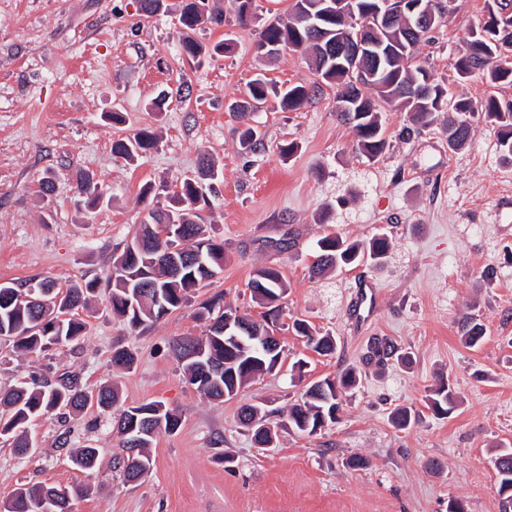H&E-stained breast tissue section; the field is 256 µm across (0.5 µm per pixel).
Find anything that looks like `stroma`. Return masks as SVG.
<instances>
[{
	"instance_id": "35a3bbf8",
	"label": "stroma",
	"mask_w": 512,
	"mask_h": 512,
	"mask_svg": "<svg viewBox=\"0 0 512 512\" xmlns=\"http://www.w3.org/2000/svg\"><path fill=\"white\" fill-rule=\"evenodd\" d=\"M164 2L148 16L138 0H0V283L98 284L80 313L86 334L78 342L21 355L0 339V388L35 370L68 371L91 389L117 383L122 406L160 401L181 416L178 430L157 436L154 467L135 488L112 469L109 414L90 407L64 421L54 414L35 420L27 456L0 439V508L24 484L80 483L91 493L73 501V512H448L452 500L467 512H501L493 460L512 449V164L503 161L495 130L474 121L468 145L453 152L441 125L409 131L406 112L387 106L388 146L371 161L328 87L301 109H281L273 99L237 118L227 106L255 76L282 89L316 80L300 53L269 58L257 49L262 24L287 15L294 0H254L247 25L235 0H210L221 23L204 22L191 36L207 47L228 38L232 47L202 66L179 47L182 0ZM485 6L455 0L419 46L449 99L512 100V85L461 79L450 67ZM162 91L169 101L157 112L152 101ZM115 110L124 123L111 122ZM248 126L262 143L246 153L238 138ZM140 128L156 135V146L132 163L113 156V141ZM288 143L294 152L281 154ZM205 154L216 175L205 182L210 204L198 222L223 239L224 271L190 304L129 333L109 311L112 257L153 205H170ZM83 174L106 197L92 212L77 203ZM45 178L54 185L48 195L40 189ZM148 184L154 195L141 197ZM379 232L392 241L382 265L311 277L322 236L353 241ZM282 237L290 248H275ZM261 266L280 268L289 284L273 328L281 360L233 399L208 400L186 381L170 346L200 335L195 309L216 295L259 318L248 281ZM366 280L378 291L377 306L357 324V286ZM468 317L485 328L476 348L461 337ZM296 318L335 337V351L310 350L290 328ZM378 339L397 356L367 361ZM118 348L133 354L131 368L113 366ZM349 368L359 382L335 423L313 436L283 426L279 409L307 384ZM443 378L458 403L439 418L426 397ZM246 403L268 410L274 447H259L239 425ZM402 406L420 415L406 430L390 421ZM88 444L99 448L100 465L82 471L69 451Z\"/></svg>"
}]
</instances>
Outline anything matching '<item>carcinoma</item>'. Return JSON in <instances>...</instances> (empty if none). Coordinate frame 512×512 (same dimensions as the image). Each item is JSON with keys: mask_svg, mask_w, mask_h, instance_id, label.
I'll use <instances>...</instances> for the list:
<instances>
[{"mask_svg": "<svg viewBox=\"0 0 512 512\" xmlns=\"http://www.w3.org/2000/svg\"><path fill=\"white\" fill-rule=\"evenodd\" d=\"M202 0H183L179 23L192 30L201 20L197 4ZM296 0L289 21L269 20L259 32L258 45L277 43L279 47L300 51L318 72V78L328 87L336 89V101L344 97L342 86H351L360 111L341 112L340 118L355 129L362 154L369 160L377 159L387 147L383 115L378 111L380 99L409 113L412 129L421 131L445 115L448 149L462 148L468 141L475 114H483L484 120L497 129V139L503 159L512 163V102L501 101L490 95L477 105L469 99L448 102L447 89L433 81L427 62L417 56L416 48L422 40L416 39L408 54L388 63L383 80L368 74H325L319 72L320 48L311 41L301 5ZM374 0H356L354 4L357 27L373 33L377 42L388 39L387 31L376 23L371 10ZM505 11L512 12V0H490L487 19L471 31L467 51L458 56L451 67L461 78L475 73L487 77L491 85L512 83V32L505 33L496 22ZM331 38L344 35L353 25L344 20L328 22ZM279 99L288 110L300 109L308 100L310 90L304 85H294L281 92L269 82L256 78L246 85L243 97L232 106V111L242 114L254 104L265 103L269 95ZM155 144L153 133L139 129L133 135L112 142V153L126 161H132ZM78 195L85 208H96L104 192L92 177L84 175L78 182ZM175 206L167 210L154 208L141 224V231L133 242L113 257L111 270L106 278L110 289V312L121 319L134 333L146 324H155L182 308L189 302L191 293L203 287V283L215 278L224 270V241L205 232L197 223L196 211L209 204L201 177H185L174 196ZM173 225V235L159 239L155 226ZM317 256L310 268L314 277L359 264H380L392 247V241L384 233H378L367 241H347L336 235H325L317 240ZM48 293L43 302L30 300L29 289L23 284L0 285V336L13 342L14 351L20 354L45 352L55 346L70 344L84 335L86 323L76 317V309L87 304V298L96 290V282L75 285L64 291L55 288L50 280L39 283ZM248 288L252 298L261 307L278 308L288 291V281L276 267L265 266L254 270ZM140 290L146 294L138 307H128V293ZM236 314L238 310L220 304L212 298L201 303L196 318L204 322L199 337L180 338L172 345V351L181 364L190 385L213 400L224 399V390L243 388L256 376L274 368V353H265L264 343L257 333L267 325L254 320L252 331L241 334L245 347L232 342L224 346V333L220 323L224 314ZM292 330L306 338L307 346L319 354H329L336 343L329 335L319 336L304 320L292 322ZM468 346L477 347L484 338L482 324L468 318L462 325ZM191 345L204 359L212 363L208 372L200 359H187L186 345ZM356 370L349 369L341 376L312 382L301 394V402L292 404L285 414L288 426L300 434L315 435L336 421L343 393L356 385ZM118 387L106 384L96 390H88L78 378L62 373L55 378L33 373L29 380L0 391V437L13 440L15 451L25 455L33 445L27 436V426L39 417L55 410L82 411L96 406L109 412L118 402ZM428 408L438 417L445 418L455 409V392L449 384L440 383L428 396ZM267 419L268 413L258 405L241 408L238 421L252 432L259 446L269 442L273 429L264 433L252 426L253 414ZM420 415L410 407H400L391 414L392 424L406 430L419 422ZM118 436L119 451L114 454L113 469L126 484L142 480L153 467L149 452L157 435L172 433L180 426V415L160 402H148L123 409L113 419ZM71 461L79 469L88 470L98 462V450L90 445L71 452ZM88 489L80 485L55 486L42 483L27 488L19 487L12 494L6 512H36L39 502L50 505L53 512H71V501L87 496Z\"/></svg>", "mask_w": 512, "mask_h": 512, "instance_id": "1", "label": "carcinoma"}]
</instances>
